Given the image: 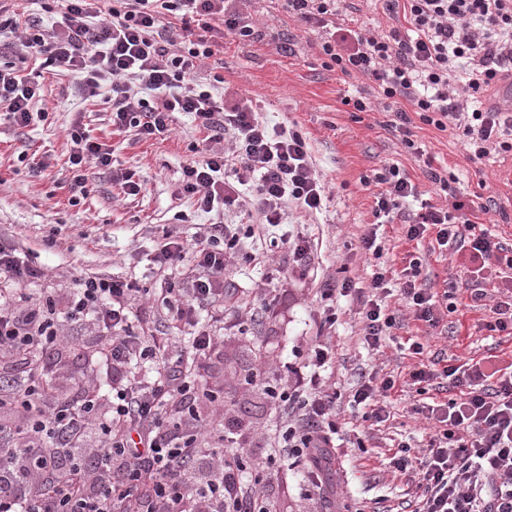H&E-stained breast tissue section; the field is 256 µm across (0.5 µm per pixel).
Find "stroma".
Listing matches in <instances>:
<instances>
[{"label":"stroma","mask_w":512,"mask_h":512,"mask_svg":"<svg viewBox=\"0 0 512 512\" xmlns=\"http://www.w3.org/2000/svg\"><path fill=\"white\" fill-rule=\"evenodd\" d=\"M247 19L260 36L246 44L225 36V85L250 100L270 122L297 124L329 193L322 213L297 217L295 223L272 230L276 236L286 232L312 235L318 249L305 266L294 264L289 257L282 259L288 278L279 283L271 311L261 308V290L269 285L270 268L242 262L230 266L227 277L239 297L258 308L248 333L238 330L234 317L219 324L210 322L207 314L199 316L201 324L224 339L221 361L209 384L223 391L230 417L251 433L250 453L262 462L269 454L262 436L273 433L279 419L263 396L245 385L244 378L253 371L269 378L283 375L295 363L297 350L305 348L319 328L314 290L321 281L361 280L371 275L359 238L375 221L377 188L364 185L363 177L393 162L406 171L424 199L436 206L447 205L448 200L426 177L424 158L406 152L390 130L393 114L384 103L372 99L371 82L360 76L345 78L323 67L315 47L316 32L289 18L279 0H252ZM277 32L288 36L292 50L278 49L273 38ZM41 81L47 103L55 107L48 119L24 129L0 124V236L28 249L31 260L46 268L47 276L37 289L58 300L69 293L76 272L120 278L138 288L159 287L148 256L163 227H176L190 237L211 221L210 215L176 197L181 168L190 157L188 146L199 138L191 116L179 115L170 138L141 141L131 132H113L103 120L101 107L84 102L70 77L47 70ZM357 94L371 98L372 103L370 111L356 119L343 99ZM78 113L92 135L112 144L124 166L146 178L143 194L123 198L105 175L95 174L89 180L87 197L71 202L63 184V163L69 149L67 130ZM414 133L434 166L455 173L458 195L496 202V210L478 213L477 220L501 241L512 244V156L473 163L452 132L419 124ZM40 161L45 162V169H37ZM382 233L387 264H400L407 253L414 252L425 259L435 284L466 279L467 268L459 256L433 253L427 243L406 241L395 222L384 224ZM387 302L404 325L395 339L369 351L358 340L359 305L348 298L340 301L345 315L334 337L332 379L342 393L350 392L358 372L407 371L412 360L401 354L399 346L410 338L422 342L428 351L445 353L452 365L489 355L503 364L512 362V338L488 334L484 328L488 310L474 307L466 291H457L456 310L449 314L448 331L443 335L413 320L398 296L388 297ZM61 332L74 338L77 346L65 365L51 367L50 373L60 392L67 393L82 379L94 347L91 337L77 332L71 323H63ZM392 400L395 415L378 431L363 420L361 411L342 407L338 419L341 443L328 473L336 485L335 497L308 499L296 474L279 461L265 491L270 512H410L408 488L392 477L387 459L398 444H424L428 425L407 414L417 400L414 390L394 392ZM358 437L363 438L365 449L353 447Z\"/></svg>","instance_id":"obj_1"}]
</instances>
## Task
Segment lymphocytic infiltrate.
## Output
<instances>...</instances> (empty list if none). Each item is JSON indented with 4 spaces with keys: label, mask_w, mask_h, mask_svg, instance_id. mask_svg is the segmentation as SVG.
I'll return each mask as SVG.
<instances>
[{
    "label": "lymphocytic infiltrate",
    "mask_w": 512,
    "mask_h": 512,
    "mask_svg": "<svg viewBox=\"0 0 512 512\" xmlns=\"http://www.w3.org/2000/svg\"><path fill=\"white\" fill-rule=\"evenodd\" d=\"M42 16L10 11L0 0V119L23 129L47 118L38 81L27 72L43 67L73 75L85 98H101L113 131L137 139H163L176 114L190 115L202 135L181 169L178 197L209 214L236 208L244 224L220 221L205 234L185 238L169 229L158 238L153 263L161 293L132 288L114 278L81 275L64 303L29 288L45 273L14 242L0 239V375L19 376L0 387V405L15 406L13 420L0 419V512H268L264 496L248 485L237 451L205 448L202 437H218L211 413L196 410L205 379L198 360L219 355L222 341L197 319L207 307L246 314L226 280L229 261L268 264L273 257L245 251L248 239L264 237L288 220L289 208L323 209L326 186L316 173L309 145L296 125L271 123L251 104L228 99L224 76L206 71L224 48L222 38L257 39L237 0H39ZM392 21L378 33L357 19L339 22V0H282L289 17L319 31L322 65L374 84L378 97L395 102L389 126L404 149L422 157L428 180L452 193L456 175L435 168L413 138L412 122L453 131L470 160L512 154V111L491 105L494 91L512 81V0H374ZM67 159L70 190L87 195L93 171L107 173L127 198L145 182L136 170L116 163L111 145L73 120ZM373 180L376 224L359 239L373 260L367 285L354 279L326 280L315 296L322 319L305 356L282 381L260 387L276 406L280 427L271 442L291 469L302 472L317 495L328 492L325 473L336 458V403L342 396L326 372L336 359L332 334L343 313L340 298L360 306V342L369 350L399 328L386 299L398 283L414 320L439 327L453 312L447 295L434 290L424 261L407 255L401 270L383 262L379 218L398 219L408 241L464 257L474 277L465 285L473 301L486 298L495 280L498 301L488 331L512 337V248L468 213L489 212L491 203L454 199L449 207L422 203L406 209L418 189L398 164L385 165ZM192 266L190 282L177 281ZM141 295L145 309L162 305L167 323L192 332L191 349L172 345L157 327L134 331L129 300ZM88 326L99 338V354L114 386L101 395L94 379L81 380L74 395L43 390L47 364H61L71 342L60 322ZM414 364L410 386L420 397L414 414L433 428L425 448L400 444L390 465L414 484V512H512V363L467 360L440 365L424 345L408 347ZM394 376L358 375L347 396L364 417L380 425L391 416ZM452 387L458 397L440 401L434 391Z\"/></svg>",
    "instance_id": "lymphocytic-infiltrate-1"
}]
</instances>
